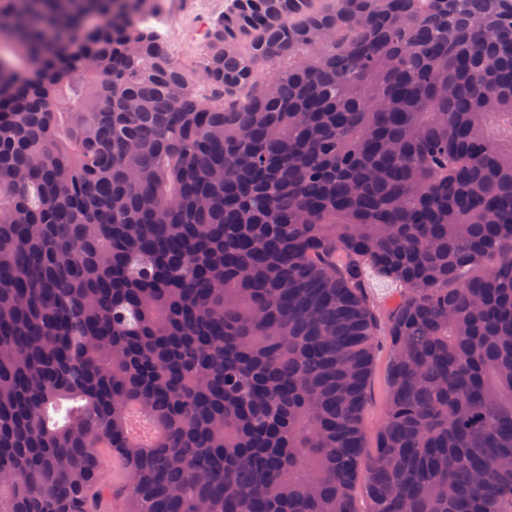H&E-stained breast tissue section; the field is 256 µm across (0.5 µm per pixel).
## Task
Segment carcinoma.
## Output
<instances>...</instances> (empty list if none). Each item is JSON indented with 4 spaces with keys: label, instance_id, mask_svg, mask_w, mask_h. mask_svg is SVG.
Returning a JSON list of instances; mask_svg holds the SVG:
<instances>
[{
    "label": "carcinoma",
    "instance_id": "cac0c4a2",
    "mask_svg": "<svg viewBox=\"0 0 512 512\" xmlns=\"http://www.w3.org/2000/svg\"><path fill=\"white\" fill-rule=\"evenodd\" d=\"M159 8L0 0V512H512V0ZM159 1L161 13L169 17V24L160 36L190 80L199 81L208 53L205 31L212 21L224 14L226 0ZM161 13L145 18L143 23L159 32L168 20ZM378 348L369 385V399L364 413L363 426L371 443L385 412V375L388 362V349L383 336L379 337ZM112 474V462L109 460L101 469L99 482L96 488L91 492V506L93 509L101 512H121L124 508L123 503L118 500H112V481H116ZM98 490H102L99 497Z\"/></svg>",
    "mask_w": 512,
    "mask_h": 512
}]
</instances>
